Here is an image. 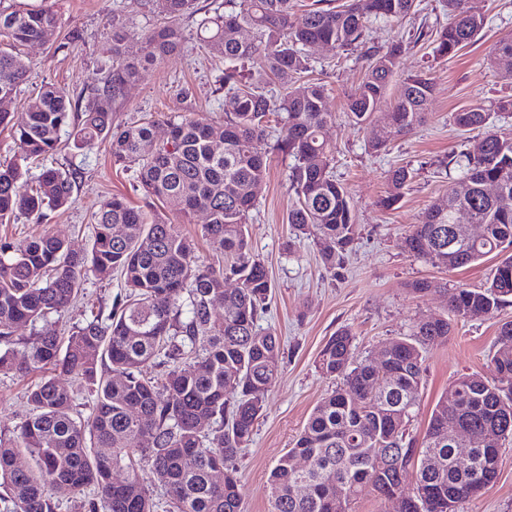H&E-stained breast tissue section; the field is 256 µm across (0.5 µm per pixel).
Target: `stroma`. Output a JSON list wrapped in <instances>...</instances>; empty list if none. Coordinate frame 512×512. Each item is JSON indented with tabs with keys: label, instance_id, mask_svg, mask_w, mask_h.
<instances>
[{
	"label": "stroma",
	"instance_id": "obj_1",
	"mask_svg": "<svg viewBox=\"0 0 512 512\" xmlns=\"http://www.w3.org/2000/svg\"><path fill=\"white\" fill-rule=\"evenodd\" d=\"M223 3L197 0L196 14L180 22L187 38L184 49L166 56L128 86L124 101L115 108L118 120H152L161 134L166 131L167 118L178 112L223 124L224 62L195 41L199 18ZM52 4L58 27L49 42L26 47L30 72L18 89L12 110H21L47 84L65 87L74 96L90 92L100 86L105 68L112 64L115 23L136 33L125 44L126 54L132 58L141 53L138 33L160 23L159 16L142 8L139 0H52ZM480 7L486 16L485 28L474 44L458 54L435 58L433 46L426 40L403 54L397 78L422 71L433 78L429 115L412 134L391 133L386 152L378 155L368 148L367 130L354 126L346 115L345 95L365 73L360 53L334 59L326 51L309 52L316 77L322 78L328 89L333 121L326 127L325 137L334 149L336 176L349 191L359 234L343 266L335 270L324 266L309 240H302L295 252H287L285 245L292 234L287 216L294 202L288 174L294 161L283 155L274 159L257 191L247 229L250 248L265 262L272 283L259 324L280 336L282 350L279 376L266 396L263 415L249 447L235 462L244 512H271L273 467L291 448L314 406L337 385L336 379L316 369L317 356L330 336L349 328L354 336V361L368 360L394 338L410 333L419 318L447 315L445 286L476 288L495 272L499 259L492 255L449 272L410 255L401 245L429 204L448 189L441 160L473 149L481 139L476 132H459L452 113L477 105L492 113L499 99L512 96V82L495 77L486 62L491 46L512 36V0H480ZM447 21L442 0H422L419 12L402 22L373 21L370 43L382 49L414 27L433 29ZM181 88L186 89V97L178 96ZM489 124L491 129L512 134V118L492 113ZM407 163L415 174L402 201L396 209H383L378 200L387 189L389 170ZM45 166L79 170L71 206L49 213L40 225L23 218L0 224V239L18 241L47 229L72 249L87 250L92 243L94 212L103 199L118 195L147 213L164 212L194 241L199 263L217 268L224 264L223 254L202 234L204 214H196L187 224L174 208L147 203L135 187L132 172L113 166L107 144L83 151L61 141L55 153L31 164L30 177H37ZM417 279L429 281L430 290L413 292L410 284ZM124 291L119 274L106 278L88 275L78 297L65 309L35 324L18 326L14 340L22 343L39 333L60 335L94 316L107 315ZM507 320H512V305L491 318L457 320L452 336L428 347L423 354L419 400L408 426L410 436L422 440L436 402L454 380L475 373L493 377L490 359L498 348V326ZM39 380L36 373L25 377L0 374V436H12L15 427L29 416L27 392ZM457 512H512V439L501 445L496 483L459 504Z\"/></svg>",
	"mask_w": 512,
	"mask_h": 512
}]
</instances>
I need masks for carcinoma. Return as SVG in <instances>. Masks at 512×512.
Here are the masks:
<instances>
[{
  "mask_svg": "<svg viewBox=\"0 0 512 512\" xmlns=\"http://www.w3.org/2000/svg\"><path fill=\"white\" fill-rule=\"evenodd\" d=\"M195 2L148 0L163 24L141 35L137 58L124 54L135 32L115 26L112 68L87 97L73 99L50 84L20 112L0 108V126L10 127L25 147L20 159L0 164V223L25 218L41 224L47 212L73 203L77 170L46 168L35 186L26 178L28 162L57 150L70 124L76 149L108 143L113 165L132 171L146 198L187 219L205 213L204 236L230 258L218 268L198 264L194 244L177 225L120 196L101 202L85 253L46 230L0 243V373H42L29 390L32 413L13 436H0L5 512H56L60 500L88 487L94 495L88 512H156L154 484L166 495L165 512H242L235 460L252 441L265 395L278 378L281 351L280 337L258 324L271 281L246 237L255 189L271 159L294 158L288 223L296 236L312 238L328 268L344 262L358 234L349 192L336 178L333 150L323 136L333 118L328 92L306 78L307 48L322 43L339 56L363 51L368 65L348 97L347 116L370 129L369 147L378 153L387 148L382 128L414 131L432 97L433 79L420 72L403 81L391 111H380L408 43L430 35L433 53L445 58L474 43L485 26L484 14L467 0H444L447 24L380 50L367 45L368 21L398 22L418 11L417 0H312L300 13L293 0H224V11L202 18L196 30L201 44L224 59V124L174 114L159 140L152 120L115 121L102 101L121 102L129 84L184 47L179 20L195 13ZM56 25L47 3L27 8L0 0L1 102L12 101L29 72L21 48L47 40ZM245 27L253 32L250 40L239 37ZM488 62L512 80V37L496 42ZM275 114L286 122L276 138L269 126ZM488 120L480 106L452 113L459 131H483L482 153L448 157L444 168L460 175L412 225L403 246L448 271L491 254L506 257L484 285L449 289V316L419 319L411 334L378 352L375 366L353 364L349 330L328 339L317 368L340 384L314 407L272 469V512H349L364 487L402 492L409 483L419 512H455L460 495L477 480L498 479L496 449L486 439L494 431L503 441L512 437V321L499 327L494 377H459L436 403L421 445L406 433L424 374L422 352L450 335L453 320L492 316L512 301V134L486 129ZM215 136L224 141L221 152L213 150ZM412 178L406 165L391 169L380 206L398 203ZM490 182L498 185L494 196L485 193ZM459 209L483 225L481 236L463 237L452 223ZM118 224L122 237L113 235ZM114 271L126 293L106 319L96 316L65 336L37 334L13 347L15 326L65 309L87 273L109 277ZM229 280L236 287H225ZM156 359L166 366L159 382L144 375ZM60 376L94 396L91 418L74 414V392L58 382ZM454 427L461 429L456 437ZM457 448L471 449L469 464L457 462ZM297 456L307 461L302 472ZM218 465L226 471L220 484L212 480ZM117 470L126 477L115 479ZM337 478L342 497L331 484ZM436 499L451 505L436 511L430 508Z\"/></svg>",
  "mask_w": 512,
  "mask_h": 512,
  "instance_id": "cac0c4a2",
  "label": "carcinoma"
}]
</instances>
